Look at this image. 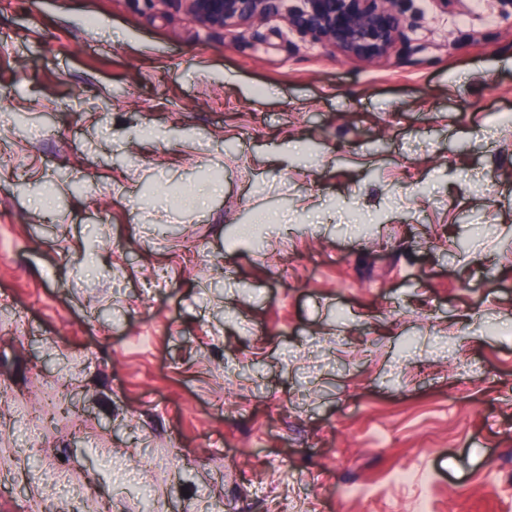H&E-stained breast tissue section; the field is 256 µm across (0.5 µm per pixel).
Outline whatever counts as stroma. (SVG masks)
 <instances>
[{
    "instance_id": "1",
    "label": "stroma",
    "mask_w": 512,
    "mask_h": 512,
    "mask_svg": "<svg viewBox=\"0 0 512 512\" xmlns=\"http://www.w3.org/2000/svg\"><path fill=\"white\" fill-rule=\"evenodd\" d=\"M401 7L0 0V512H512V19ZM176 2L209 27L263 24L284 17L289 27L324 47L366 62L387 57L403 34L399 0H143ZM289 2H297L290 5Z\"/></svg>"
}]
</instances>
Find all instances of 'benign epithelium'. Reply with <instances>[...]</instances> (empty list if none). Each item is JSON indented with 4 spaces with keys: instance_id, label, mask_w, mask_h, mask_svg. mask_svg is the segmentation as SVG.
Returning <instances> with one entry per match:
<instances>
[{
    "instance_id": "benign-epithelium-1",
    "label": "benign epithelium",
    "mask_w": 512,
    "mask_h": 512,
    "mask_svg": "<svg viewBox=\"0 0 512 512\" xmlns=\"http://www.w3.org/2000/svg\"><path fill=\"white\" fill-rule=\"evenodd\" d=\"M171 1L209 27L283 17L301 35L366 62L387 57L404 29L399 0H145L151 5Z\"/></svg>"
}]
</instances>
